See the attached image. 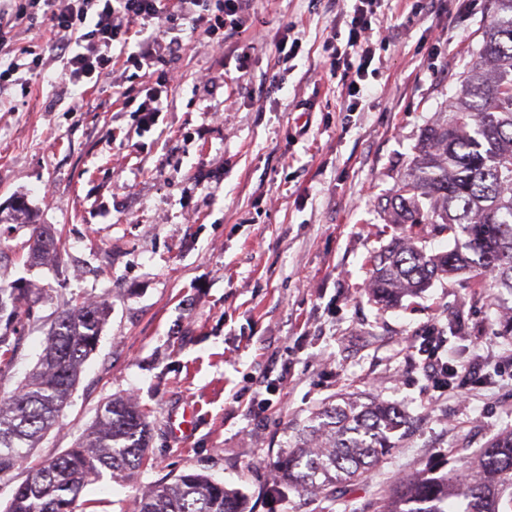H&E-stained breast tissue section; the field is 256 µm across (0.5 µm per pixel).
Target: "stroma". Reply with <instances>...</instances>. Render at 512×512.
Wrapping results in <instances>:
<instances>
[{"label": "stroma", "mask_w": 512, "mask_h": 512, "mask_svg": "<svg viewBox=\"0 0 512 512\" xmlns=\"http://www.w3.org/2000/svg\"><path fill=\"white\" fill-rule=\"evenodd\" d=\"M485 5L381 0L398 36L377 47L353 112L341 78L321 66L350 0H252L250 30L226 35L220 55L184 34L176 106L156 132L115 100L119 63L96 86L65 84L55 64L29 73L25 101L0 93V212L24 200L65 246L60 260L31 263L28 225L0 223V284L22 287L27 308L0 400L35 366L57 315L87 300L108 306L56 425L0 478V512L115 397L145 412L149 460L87 485L81 499L96 512H130L150 485L187 471L242 492L248 512H375L381 488L426 467L448 472L512 429L511 372L463 389L424 366L432 341L453 366L511 357L512 336L496 330L512 298L489 300L464 275L395 309L363 289L368 257L389 241L377 201L476 61ZM288 23L301 48L283 68ZM205 74L216 78L207 91ZM305 100L312 111L296 110ZM457 321L465 332L450 335ZM341 394L405 412L394 450L333 498L277 488L278 453ZM186 411L193 429L176 435L170 419Z\"/></svg>", "instance_id": "1"}]
</instances>
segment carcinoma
Here are the masks:
<instances>
[{
  "label": "carcinoma",
  "instance_id": "obj_1",
  "mask_svg": "<svg viewBox=\"0 0 512 512\" xmlns=\"http://www.w3.org/2000/svg\"><path fill=\"white\" fill-rule=\"evenodd\" d=\"M477 61L466 72L449 111L421 133L408 172L377 207L395 215L390 241L370 258L367 294L384 307L414 297L444 275L470 273L475 286L499 300L512 297V0H488ZM29 257L61 256L48 228L27 215ZM448 232L454 246L429 255L419 228ZM24 314L19 289L0 285V306ZM105 305L81 302L63 311L48 333L39 362L0 403V475L20 465L67 405L81 367L95 350ZM403 410L373 396L343 397L317 413L299 441L282 451L277 477L301 492L336 493L363 480L395 443ZM147 423L129 399L107 402L76 446L40 467L14 492L5 512H73L83 489L138 468ZM512 512V430L489 441L477 458L437 474L422 470L385 490L378 512ZM135 512H245L242 495L196 472L149 487Z\"/></svg>",
  "mask_w": 512,
  "mask_h": 512
}]
</instances>
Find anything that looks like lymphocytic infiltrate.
Instances as JSON below:
<instances>
[{
  "label": "lymphocytic infiltrate",
  "mask_w": 512,
  "mask_h": 512,
  "mask_svg": "<svg viewBox=\"0 0 512 512\" xmlns=\"http://www.w3.org/2000/svg\"><path fill=\"white\" fill-rule=\"evenodd\" d=\"M378 2L353 0L347 34L329 29L323 44L326 72L342 74L352 98L363 94L374 41L394 38L379 20ZM249 9L250 0H8L0 5V49L16 39L26 21L42 20L53 38L47 53L28 47L29 64L15 60L0 70V90L16 87L29 95L22 69L43 67L49 57L61 63L60 76L68 84L111 78L112 49L118 45L126 52L125 68L152 80L142 101H135L130 89L121 92L125 104L135 105L141 128L149 129L174 103L177 79L171 61L183 45L184 28L202 32L220 49L225 34L246 31Z\"/></svg>",
  "instance_id": "lymphocytic-infiltrate-1"
}]
</instances>
